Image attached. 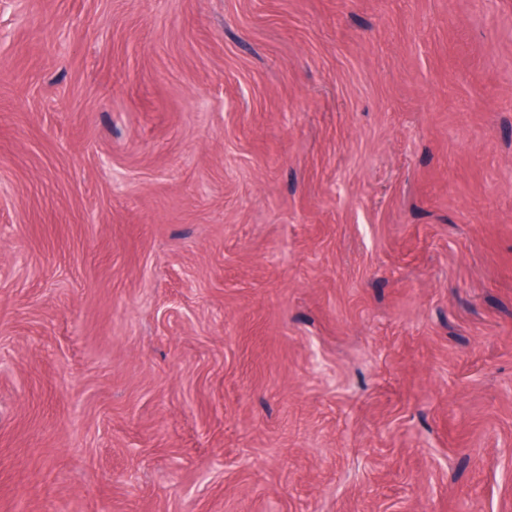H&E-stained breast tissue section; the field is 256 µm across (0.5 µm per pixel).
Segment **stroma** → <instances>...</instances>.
Segmentation results:
<instances>
[{"label": "stroma", "mask_w": 512, "mask_h": 512, "mask_svg": "<svg viewBox=\"0 0 512 512\" xmlns=\"http://www.w3.org/2000/svg\"><path fill=\"white\" fill-rule=\"evenodd\" d=\"M0 512H512V0H0Z\"/></svg>", "instance_id": "stroma-1"}]
</instances>
